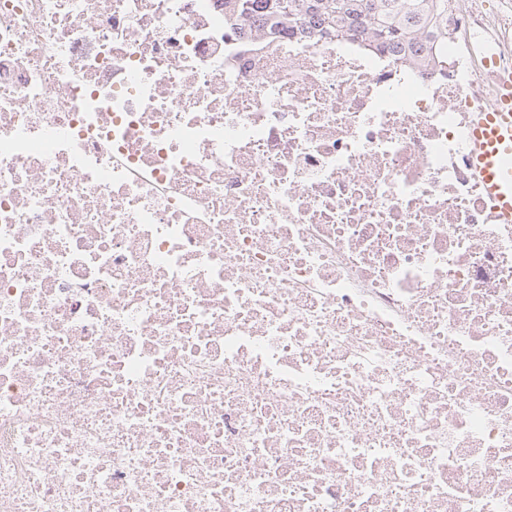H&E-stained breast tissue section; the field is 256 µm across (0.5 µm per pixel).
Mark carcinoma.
Listing matches in <instances>:
<instances>
[{
  "instance_id": "carcinoma-1",
  "label": "carcinoma",
  "mask_w": 512,
  "mask_h": 512,
  "mask_svg": "<svg viewBox=\"0 0 512 512\" xmlns=\"http://www.w3.org/2000/svg\"><path fill=\"white\" fill-rule=\"evenodd\" d=\"M451 0H264L269 27L286 28L301 19L317 17L325 23L324 34L347 38L363 46L392 50L418 48L423 55L406 57L421 66L445 61L448 44V4ZM236 21L247 26L255 0H235Z\"/></svg>"
}]
</instances>
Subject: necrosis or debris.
<instances>
[{"mask_svg":"<svg viewBox=\"0 0 512 512\" xmlns=\"http://www.w3.org/2000/svg\"><path fill=\"white\" fill-rule=\"evenodd\" d=\"M448 29L0 0V512H512V0ZM472 168L495 203L498 219L512 223V77H500L494 104L476 112L470 133Z\"/></svg>","mask_w":512,"mask_h":512,"instance_id":"4bbe7bcc","label":"necrosis or debris"}]
</instances>
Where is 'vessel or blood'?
<instances>
[{
  "label": "vessel or blood",
  "mask_w": 512,
  "mask_h": 512,
  "mask_svg": "<svg viewBox=\"0 0 512 512\" xmlns=\"http://www.w3.org/2000/svg\"><path fill=\"white\" fill-rule=\"evenodd\" d=\"M472 167L501 223H512V76L500 77L494 104L476 113L469 144Z\"/></svg>",
  "instance_id": "vessel-or-blood-1"
}]
</instances>
